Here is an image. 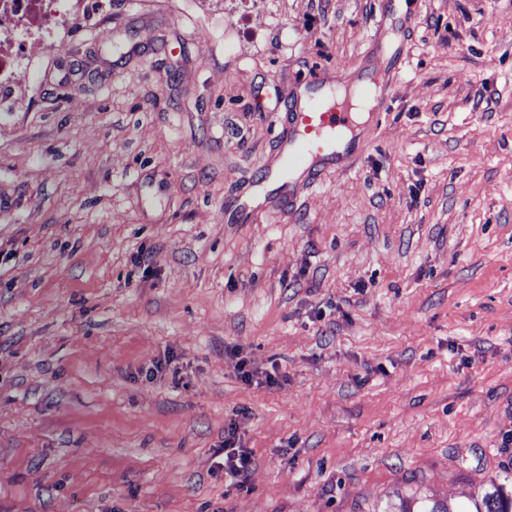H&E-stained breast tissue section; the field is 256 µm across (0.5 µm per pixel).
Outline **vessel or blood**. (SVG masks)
Returning a JSON list of instances; mask_svg holds the SVG:
<instances>
[{
	"label": "vessel or blood",
	"mask_w": 512,
	"mask_h": 512,
	"mask_svg": "<svg viewBox=\"0 0 512 512\" xmlns=\"http://www.w3.org/2000/svg\"><path fill=\"white\" fill-rule=\"evenodd\" d=\"M397 74L394 66L366 73L359 82V96L378 93L380 107H388ZM295 83L297 89L288 95L279 133L283 142L281 168L284 176L275 194L285 210L293 208L296 200L293 174L304 173L306 184L311 187L325 168L335 165L339 156L355 160L364 152L363 147L356 144L339 147L340 136L353 128L355 120L349 109L328 104L326 99L320 98L323 82L318 73L308 72L296 78Z\"/></svg>",
	"instance_id": "obj_1"
}]
</instances>
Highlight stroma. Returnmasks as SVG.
I'll use <instances>...</instances> for the list:
<instances>
[{"mask_svg":"<svg viewBox=\"0 0 512 512\" xmlns=\"http://www.w3.org/2000/svg\"><path fill=\"white\" fill-rule=\"evenodd\" d=\"M84 2L18 28L0 76V512H400L511 484L512 0H406L367 152L291 212L250 180L274 108L310 69L385 66L380 0ZM230 433L241 488L214 466Z\"/></svg>","mask_w":512,"mask_h":512,"instance_id":"obj_1","label":"stroma"}]
</instances>
